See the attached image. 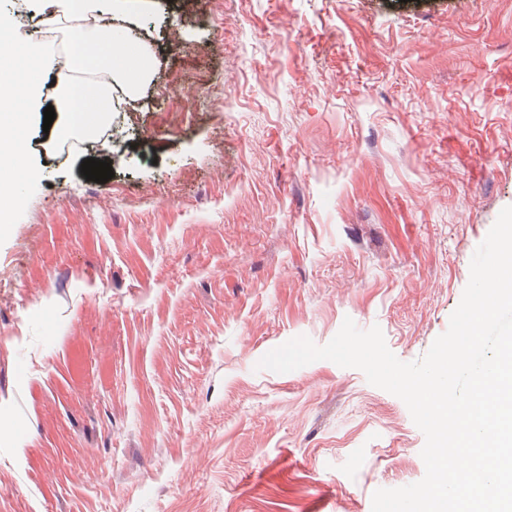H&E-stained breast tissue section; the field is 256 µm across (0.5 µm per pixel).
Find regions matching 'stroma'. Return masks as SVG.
Wrapping results in <instances>:
<instances>
[{
	"mask_svg": "<svg viewBox=\"0 0 512 512\" xmlns=\"http://www.w3.org/2000/svg\"><path fill=\"white\" fill-rule=\"evenodd\" d=\"M146 0L150 82L92 136L66 70L17 136L0 233V512H372L425 475L404 402L287 340L443 334L512 206V0ZM66 56L80 22L0 0ZM111 164L100 184L84 159ZM32 176V172H27V177L23 180L12 182L0 180V223L2 228L8 224V219L12 211L18 205L22 196V185Z\"/></svg>",
	"mask_w": 512,
	"mask_h": 512,
	"instance_id": "35a3bbf8",
	"label": "stroma"
}]
</instances>
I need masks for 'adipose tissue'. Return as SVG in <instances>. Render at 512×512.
<instances>
[{
    "mask_svg": "<svg viewBox=\"0 0 512 512\" xmlns=\"http://www.w3.org/2000/svg\"><path fill=\"white\" fill-rule=\"evenodd\" d=\"M60 14L73 12L93 22L92 27L76 35L67 57L46 52L32 44L28 56L39 71L77 67L104 73L108 82L88 83L74 88L64 85L61 95L67 110L65 123L54 126L55 136L74 137L90 130L92 124L110 110L113 91L135 93L150 74L151 61L146 51L126 45L112 23V14H129L139 0H55ZM40 93L34 78L0 71V167H13L20 156L15 134L21 117L27 116Z\"/></svg>",
    "mask_w": 512,
    "mask_h": 512,
    "instance_id": "obj_1",
    "label": "adipose tissue"
}]
</instances>
